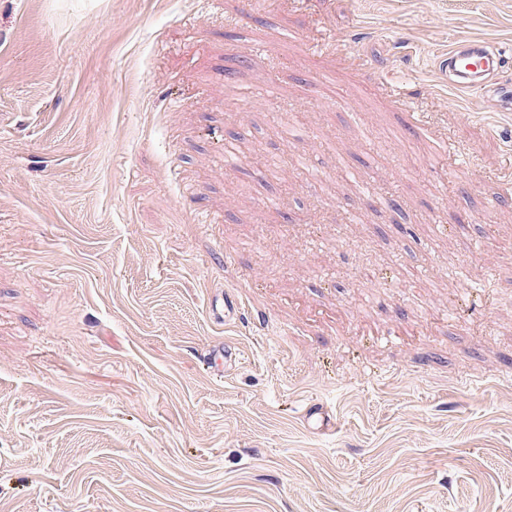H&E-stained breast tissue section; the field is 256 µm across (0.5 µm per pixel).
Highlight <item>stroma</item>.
Here are the masks:
<instances>
[{"label": "stroma", "instance_id": "35a3bbf8", "mask_svg": "<svg viewBox=\"0 0 512 512\" xmlns=\"http://www.w3.org/2000/svg\"><path fill=\"white\" fill-rule=\"evenodd\" d=\"M464 38L512 73V0H0V512H512V112L445 84ZM385 77L469 180L391 145ZM356 170L397 207L362 209ZM241 309V299L234 291L224 290V300L221 309H218L217 303H211V313L218 322L224 320L228 322L229 317L237 315Z\"/></svg>", "mask_w": 512, "mask_h": 512}]
</instances>
